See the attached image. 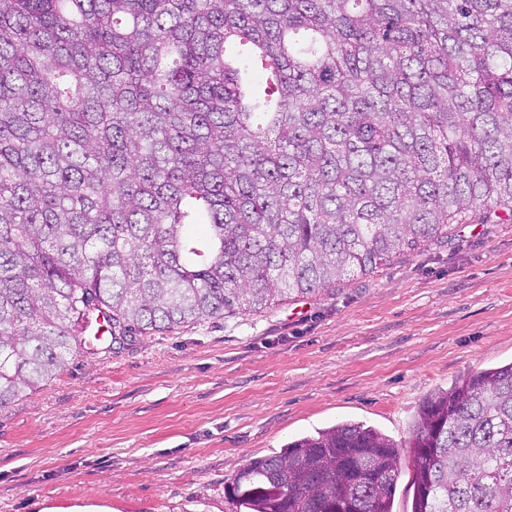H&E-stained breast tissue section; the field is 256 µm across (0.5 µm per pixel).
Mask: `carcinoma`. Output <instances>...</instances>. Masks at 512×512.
Instances as JSON below:
<instances>
[{"instance_id":"1","label":"carcinoma","mask_w":512,"mask_h":512,"mask_svg":"<svg viewBox=\"0 0 512 512\" xmlns=\"http://www.w3.org/2000/svg\"><path fill=\"white\" fill-rule=\"evenodd\" d=\"M512 223V0H0V407L112 339L258 311ZM411 512H512V363L427 398ZM341 422L244 512H393Z\"/></svg>"}]
</instances>
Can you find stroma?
<instances>
[{
  "mask_svg": "<svg viewBox=\"0 0 512 512\" xmlns=\"http://www.w3.org/2000/svg\"><path fill=\"white\" fill-rule=\"evenodd\" d=\"M98 341L0 407V512H238L251 460L342 421L399 446L411 512L423 400L512 362V223L459 224L279 306Z\"/></svg>",
  "mask_w": 512,
  "mask_h": 512,
  "instance_id": "1",
  "label": "stroma"
}]
</instances>
